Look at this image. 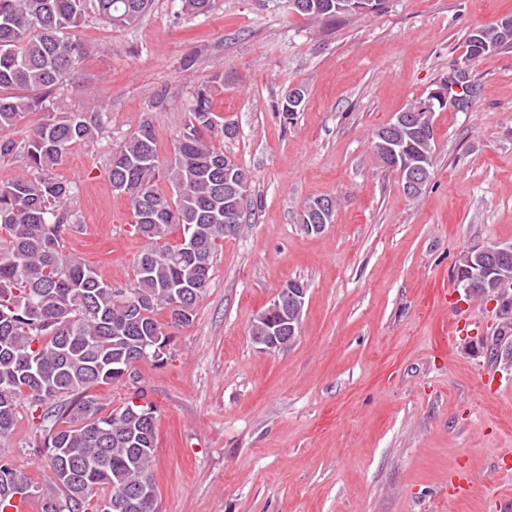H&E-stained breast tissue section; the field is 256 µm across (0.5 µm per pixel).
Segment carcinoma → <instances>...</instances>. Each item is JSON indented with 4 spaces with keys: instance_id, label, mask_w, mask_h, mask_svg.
Instances as JSON below:
<instances>
[{
    "instance_id": "carcinoma-1",
    "label": "carcinoma",
    "mask_w": 512,
    "mask_h": 512,
    "mask_svg": "<svg viewBox=\"0 0 512 512\" xmlns=\"http://www.w3.org/2000/svg\"><path fill=\"white\" fill-rule=\"evenodd\" d=\"M299 14L333 22L349 14L345 0H305ZM152 0H0V155L21 151L28 169L0 184V442L13 433L20 401H28L43 432L47 457L43 481H35L0 454V512L15 500H31L39 512H85L101 490L98 512H155L135 493L156 487V415L150 403L130 402L103 411L92 389L125 377L135 382L137 364L160 363L155 351L171 341V329L190 324L209 284L224 229V160L216 138L237 127L218 121L211 97L224 89V73L212 75L193 96L174 154L164 160L150 118L114 150L107 167L114 191L128 197L133 224L145 241L133 282L117 288L80 258L63 255L65 237L83 230L69 208L74 189L55 167L74 144L89 143L103 129L95 105L56 118L54 95L92 53L79 35L88 19L106 28L136 25ZM182 10L205 15L213 0H181ZM512 47V28L500 23L474 28L465 57ZM415 122L395 117L374 133L375 164L388 171L414 160L434 170L433 110L418 104ZM32 112L45 118L26 141L10 132ZM404 148L394 159L389 146ZM173 188L169 196L161 180ZM306 201L299 222L330 224L334 213ZM244 224L253 201L246 189L234 201ZM180 239L172 243V229ZM512 281V259L495 265L492 280L473 296L496 293ZM166 314L167 320L158 318ZM269 335L266 311L253 319L251 336Z\"/></svg>"
}]
</instances>
